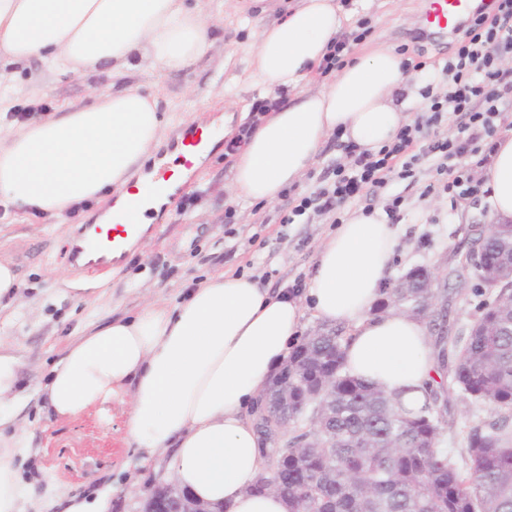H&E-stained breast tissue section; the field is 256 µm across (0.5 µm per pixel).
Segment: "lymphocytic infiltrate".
<instances>
[{
    "label": "lymphocytic infiltrate",
    "instance_id": "1",
    "mask_svg": "<svg viewBox=\"0 0 512 512\" xmlns=\"http://www.w3.org/2000/svg\"><path fill=\"white\" fill-rule=\"evenodd\" d=\"M456 44L454 56L443 69L448 78L446 94L439 97L432 87L423 88L421 95L428 101L424 114L402 127L396 140L378 152L347 146L349 168H338L333 183L301 197L283 216V223H294L311 212L337 214L348 199L368 188L382 187L393 178H412L421 158L434 160L441 174L456 158L494 149L501 108L512 103V72L498 65L500 54L512 53V0H494L493 14H477L461 28ZM449 113L461 118L459 137L435 138L420 146L423 132L438 129Z\"/></svg>",
    "mask_w": 512,
    "mask_h": 512
}]
</instances>
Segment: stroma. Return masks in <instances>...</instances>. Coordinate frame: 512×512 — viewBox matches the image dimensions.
Masks as SVG:
<instances>
[{
  "label": "stroma",
  "mask_w": 512,
  "mask_h": 512,
  "mask_svg": "<svg viewBox=\"0 0 512 512\" xmlns=\"http://www.w3.org/2000/svg\"><path fill=\"white\" fill-rule=\"evenodd\" d=\"M229 0H203L217 23L210 29L208 52L185 70L151 76L133 72L115 79L104 73L59 75L41 61L30 60L17 78L23 88L14 116L26 121L44 112L89 104L94 90L137 88L157 96L163 112L184 113L202 125H230L239 131L244 108L264 98L252 78V55L257 34L279 20L286 0H241L231 10ZM346 10L345 30L367 21L366 40L351 43L350 54L367 43L382 41L406 49L410 61H424L412 71L409 85L416 98L409 110L417 117L425 101L420 92L433 85L438 69L454 51L455 35L416 41L426 26L423 0H340ZM224 142L204 159L198 174L185 180L176 200L162 208L150 227L149 238L135 242L112 274L76 271L68 262L77 225L90 224L104 213L92 202L69 214L64 222L41 216L0 218V260L15 267L24 307L0 304V342L19 350L21 388L46 383L49 370L66 347L91 327L118 316L133 315L149 299L175 302L187 288L210 274L230 271L249 277L275 291L307 284L317 249L333 231L329 215L308 214L295 223H282L289 202L308 195L334 168L349 159L338 136L328 138L303 180L271 203L236 199L229 191L232 158ZM457 170L469 176L473 193L442 190L444 179L432 162L421 159L414 178L390 180L382 189L347 202L341 216L360 209L386 208L398 203V245L387 271L394 281L414 267L431 269L439 298L449 301L452 333L468 330L479 315L482 295L459 287L454 270L467 249L470 229L489 221V204L480 190L482 165L477 157L458 161ZM442 399L435 410L441 421L440 448L458 455L471 428L494 419L486 402L464 395L452 378L441 377ZM129 405L111 400L77 418L57 421L38 406L19 415L30 433L31 453L20 462L19 474L34 493L26 512H64L71 496L93 498L99 489L112 487V512H142L154 487L169 480L170 454L143 461L137 449L127 447Z\"/></svg>",
  "instance_id": "1"
}]
</instances>
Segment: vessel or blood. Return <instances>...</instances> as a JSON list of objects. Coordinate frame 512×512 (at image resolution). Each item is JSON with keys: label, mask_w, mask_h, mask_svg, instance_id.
<instances>
[{"label": "vessel or blood", "mask_w": 512, "mask_h": 512, "mask_svg": "<svg viewBox=\"0 0 512 512\" xmlns=\"http://www.w3.org/2000/svg\"><path fill=\"white\" fill-rule=\"evenodd\" d=\"M470 10V0H430L426 13L427 24L444 30ZM200 129L196 126L183 130L176 141L182 153V166L186 172H195L200 164L198 146ZM134 237V230L125 224H116L107 233H100L98 226L87 224L80 230V240L73 249L69 262L77 268H94L106 271L112 267V256L125 253Z\"/></svg>", "instance_id": "vessel-or-blood-1"}]
</instances>
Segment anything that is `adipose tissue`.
I'll return each instance as SVG.
<instances>
[{
  "instance_id": "obj_1",
  "label": "adipose tissue",
  "mask_w": 512,
  "mask_h": 512,
  "mask_svg": "<svg viewBox=\"0 0 512 512\" xmlns=\"http://www.w3.org/2000/svg\"><path fill=\"white\" fill-rule=\"evenodd\" d=\"M345 14L336 0H300L261 30L257 82L294 96L257 125L232 166V189L274 202L303 178L333 134L375 152L407 120L403 58L375 45L327 85L310 89ZM210 47L209 24L187 0H0V211L64 220L77 205L115 195L102 229H148L157 209L138 172L179 112H160L136 89L97 92L90 104L29 122L9 119L17 105L10 72L37 58L61 73L187 68ZM492 221L512 218V136L500 139L483 173ZM396 247L384 211L349 216L320 245L305 288L270 292L231 272L210 275L181 301L143 303L77 337L46 384L18 386V358L0 344V512H23L30 487L18 458L30 441L17 416L30 399L57 419L129 398L127 442L145 457L171 451V475L224 512H289L285 499L252 486L266 466L248 413L298 344L307 315L345 324L348 372L400 396L406 409L427 400L435 375L425 320L375 313Z\"/></svg>"
}]
</instances>
